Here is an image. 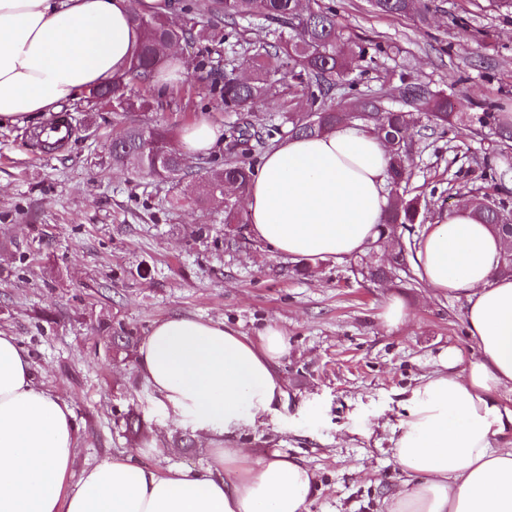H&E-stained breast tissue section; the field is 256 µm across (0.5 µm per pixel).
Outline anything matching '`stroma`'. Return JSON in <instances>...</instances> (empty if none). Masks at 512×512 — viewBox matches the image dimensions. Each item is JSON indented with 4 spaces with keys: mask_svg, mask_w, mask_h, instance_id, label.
Masks as SVG:
<instances>
[{
    "mask_svg": "<svg viewBox=\"0 0 512 512\" xmlns=\"http://www.w3.org/2000/svg\"><path fill=\"white\" fill-rule=\"evenodd\" d=\"M328 2L350 41L386 49L354 72L360 86L403 73L452 93L467 113L490 101L512 111V14L487 0H431L423 26L380 15L369 0ZM269 39L266 22L254 19L241 22L236 47L207 39L180 44L187 74L165 94L130 81L131 97L147 105L123 117L143 126L238 124L239 113L208 96L198 64L207 60L216 75L231 68L249 74L248 58ZM61 115L73 134L49 153L31 139L30 126H0V330L30 352L39 383L72 403L79 465L120 450L136 452L148 467L210 461L196 445L159 457L127 440L130 414L151 435L191 431L165 418L135 360L106 356L99 319L141 337L174 313L221 317L249 336L275 324L288 335L279 365L286 395L272 419L237 443L304 458L315 474L310 512H379L404 480L390 439L410 390L447 349H457L464 365L478 352L467 335L464 298L435 294L414 272L373 282L360 265L388 263L395 243L414 255L426 226L451 209L452 195L512 205V147L466 125L448 131L421 122L410 132L417 143L411 176L399 187L426 203L417 224L395 227L388 242L369 245L362 257L312 262L302 276L296 259L274 252L249 227L228 234L223 206L195 204L199 176L171 185L113 168L108 144L123 117L111 106L83 95ZM483 161L500 180L481 178ZM392 296L409 312L397 329L380 318Z\"/></svg>",
    "mask_w": 512,
    "mask_h": 512,
    "instance_id": "stroma-1",
    "label": "stroma"
}]
</instances>
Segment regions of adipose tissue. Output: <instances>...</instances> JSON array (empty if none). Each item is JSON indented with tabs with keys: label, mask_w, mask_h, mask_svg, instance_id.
I'll return each mask as SVG.
<instances>
[{
	"label": "adipose tissue",
	"mask_w": 512,
	"mask_h": 512,
	"mask_svg": "<svg viewBox=\"0 0 512 512\" xmlns=\"http://www.w3.org/2000/svg\"><path fill=\"white\" fill-rule=\"evenodd\" d=\"M130 0H0V125L25 124L123 73L139 43ZM389 157L380 137L340 125L269 151L245 219L276 252L344 258L379 236ZM503 245L470 209L429 225L416 252L435 293L462 295L478 356L447 351L411 390L392 457L405 475L385 512H512V277ZM288 337L248 336L220 318L152 322L136 357L166 417L191 428L212 462L152 468L120 451L74 474L70 402L39 385L29 354L0 331V512H309L314 474L301 459L235 438L273 416Z\"/></svg>",
	"instance_id": "ef3b65f1"
}]
</instances>
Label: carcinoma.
<instances>
[{
    "label": "carcinoma",
    "mask_w": 512,
    "mask_h": 512,
    "mask_svg": "<svg viewBox=\"0 0 512 512\" xmlns=\"http://www.w3.org/2000/svg\"><path fill=\"white\" fill-rule=\"evenodd\" d=\"M301 0H214L211 9L213 22L209 27L221 33L226 40L225 29H234L246 19H260L271 27L275 40L263 51L251 57L252 75L240 79L230 71L221 80H213L209 91L219 95L224 108L235 112H251L272 94L271 77L277 73L288 79L306 98L308 112L302 116L292 112V105L284 106L282 124L288 125L291 136L315 137L329 132L339 124L361 121V126L374 130L383 140L389 155L391 196L383 229L379 239L397 224H414L419 218V199H406L397 192L408 174L412 144L408 141L409 129L426 117L436 127L453 128L464 122L463 104L452 94L434 89L428 84L411 82L404 75L387 74L375 89H360L349 76L374 55L384 52L381 44L350 45L344 37V26L331 5L310 0L313 6L300 8ZM372 8L381 14L412 16L419 22H427L431 7L424 0H370ZM132 20L142 30V41L127 72L105 85L112 100V111L126 113L134 110L135 101L128 94L129 79L146 83L153 78L164 60L163 51L178 42L193 40L197 25L189 18L183 25L167 20L147 18L137 8H132ZM347 99L352 107L335 106V97ZM470 120L487 128L499 140L512 139V120L488 108ZM178 123L172 122L153 128L128 123L112 138L110 158L112 167L131 169L143 175L177 181L194 172V162L184 153L168 162V166L152 169L162 149L176 151ZM280 133L275 126L265 132L248 126L232 127L226 138L235 151L224 161V167L212 171L200 182L197 202L224 204V223L239 224V213L224 202V190L234 198L246 195L254 175L251 158L258 147H265L274 135ZM462 205L472 209V215L480 223L494 229L503 241L501 271L512 273V211L505 201H471ZM107 341L113 359L130 358L137 346L138 337L123 325L116 327L101 319L97 325Z\"/></svg>",
    "instance_id": "carcinoma-1"
}]
</instances>
